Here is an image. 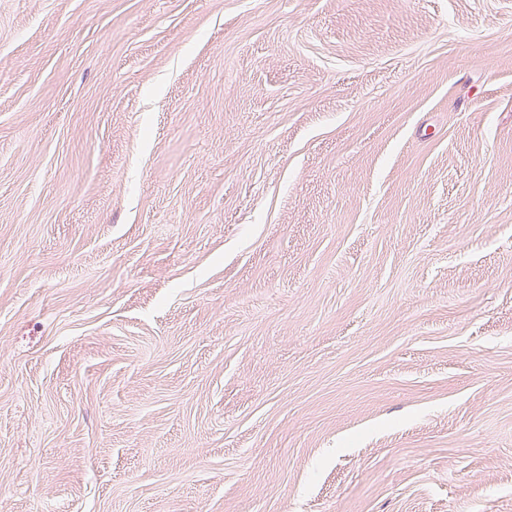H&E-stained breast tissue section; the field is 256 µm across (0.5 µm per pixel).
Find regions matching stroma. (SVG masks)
I'll return each instance as SVG.
<instances>
[{
  "instance_id": "1",
  "label": "stroma",
  "mask_w": 512,
  "mask_h": 512,
  "mask_svg": "<svg viewBox=\"0 0 512 512\" xmlns=\"http://www.w3.org/2000/svg\"><path fill=\"white\" fill-rule=\"evenodd\" d=\"M0 512H512V0H0Z\"/></svg>"
}]
</instances>
